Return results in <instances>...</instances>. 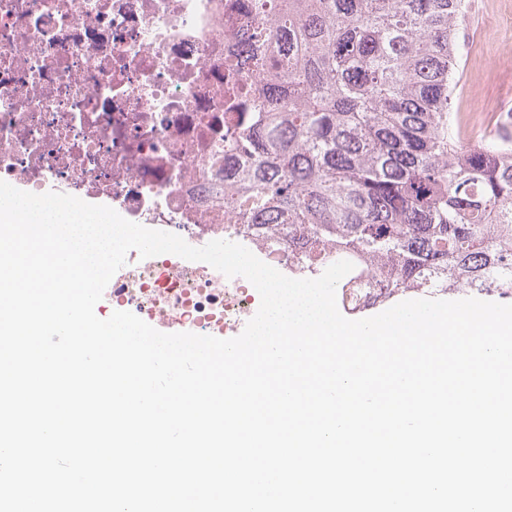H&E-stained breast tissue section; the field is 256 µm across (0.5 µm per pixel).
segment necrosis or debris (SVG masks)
I'll use <instances>...</instances> for the list:
<instances>
[{
	"label": "necrosis or debris",
	"instance_id": "necrosis-or-debris-1",
	"mask_svg": "<svg viewBox=\"0 0 512 512\" xmlns=\"http://www.w3.org/2000/svg\"><path fill=\"white\" fill-rule=\"evenodd\" d=\"M251 0H0V181L107 202L203 246L242 244L304 278L301 250L224 224V128L253 73ZM257 290L208 264L130 258L118 307L200 335L252 317Z\"/></svg>",
	"mask_w": 512,
	"mask_h": 512
}]
</instances>
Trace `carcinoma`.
<instances>
[{
  "instance_id": "cac0c4a2",
  "label": "carcinoma",
  "mask_w": 512,
  "mask_h": 512,
  "mask_svg": "<svg viewBox=\"0 0 512 512\" xmlns=\"http://www.w3.org/2000/svg\"><path fill=\"white\" fill-rule=\"evenodd\" d=\"M279 2L224 132V200L277 249L336 253L390 295L512 294V134L452 112L466 0Z\"/></svg>"
}]
</instances>
